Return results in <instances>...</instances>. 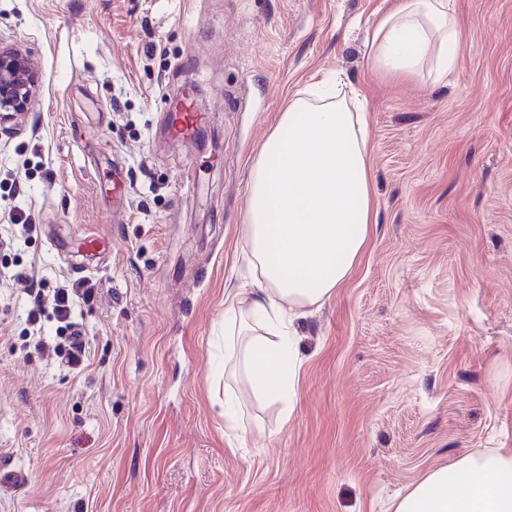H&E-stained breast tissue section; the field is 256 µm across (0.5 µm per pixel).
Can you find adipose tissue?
Listing matches in <instances>:
<instances>
[{
	"label": "adipose tissue",
	"mask_w": 512,
	"mask_h": 512,
	"mask_svg": "<svg viewBox=\"0 0 512 512\" xmlns=\"http://www.w3.org/2000/svg\"><path fill=\"white\" fill-rule=\"evenodd\" d=\"M448 0H396L374 23L370 65L390 76L443 77L458 58ZM365 116L345 101L298 97L251 170L242 238L261 282L247 307L224 299V353L240 354L251 392L293 414L302 358L293 308L329 297L361 255L373 223ZM395 512H512V453L429 472Z\"/></svg>",
	"instance_id": "1"
}]
</instances>
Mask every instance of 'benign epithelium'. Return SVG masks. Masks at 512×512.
<instances>
[{
	"label": "benign epithelium",
	"instance_id": "1",
	"mask_svg": "<svg viewBox=\"0 0 512 512\" xmlns=\"http://www.w3.org/2000/svg\"><path fill=\"white\" fill-rule=\"evenodd\" d=\"M43 72L21 48L0 46V125L17 122L30 110L33 84Z\"/></svg>",
	"mask_w": 512,
	"mask_h": 512
}]
</instances>
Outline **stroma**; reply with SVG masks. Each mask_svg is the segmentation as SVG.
Returning a JSON list of instances; mask_svg holds the SVG:
<instances>
[{
	"instance_id": "35a3bbf8",
	"label": "stroma",
	"mask_w": 512,
	"mask_h": 512,
	"mask_svg": "<svg viewBox=\"0 0 512 512\" xmlns=\"http://www.w3.org/2000/svg\"><path fill=\"white\" fill-rule=\"evenodd\" d=\"M391 2L0 0V42L44 74L0 129V512H393L430 471L512 451V0H449L438 82L371 70ZM325 79L364 106L377 222L300 308L288 417L225 378L224 297L255 286L251 166ZM187 92L219 150L168 135ZM32 277L97 288L83 373L25 345Z\"/></svg>"
}]
</instances>
